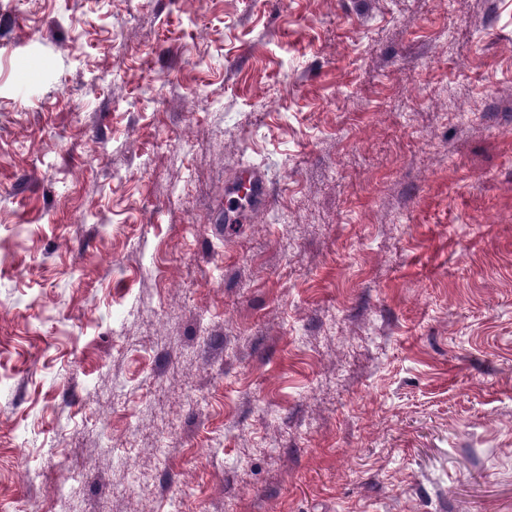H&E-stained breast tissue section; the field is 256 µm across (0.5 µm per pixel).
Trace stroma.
<instances>
[{
	"label": "stroma",
	"instance_id": "35a3bbf8",
	"mask_svg": "<svg viewBox=\"0 0 512 512\" xmlns=\"http://www.w3.org/2000/svg\"><path fill=\"white\" fill-rule=\"evenodd\" d=\"M76 503L512 512V0H0V512ZM239 181L245 184L251 201H266L271 197L270 185L261 169L250 168L244 170Z\"/></svg>",
	"mask_w": 512,
	"mask_h": 512
}]
</instances>
